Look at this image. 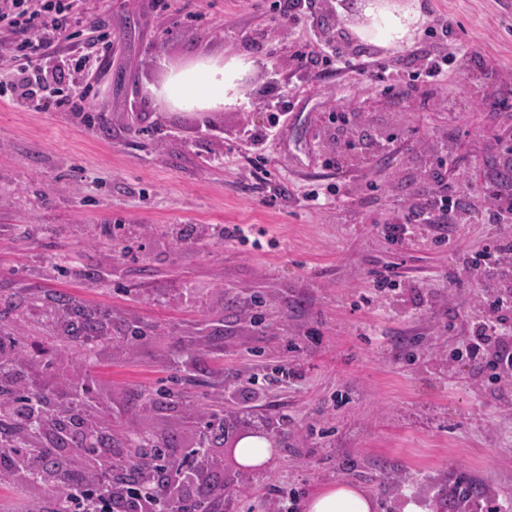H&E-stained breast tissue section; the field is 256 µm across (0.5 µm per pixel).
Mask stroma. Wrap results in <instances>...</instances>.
<instances>
[{
	"label": "stroma",
	"instance_id": "obj_1",
	"mask_svg": "<svg viewBox=\"0 0 512 512\" xmlns=\"http://www.w3.org/2000/svg\"><path fill=\"white\" fill-rule=\"evenodd\" d=\"M274 2L168 0L161 11L152 0H74L112 49L81 75L53 58L47 79L92 84L87 117L0 96V321H16L33 295L61 292L108 310L113 334L153 326L91 362L19 330L24 351L53 357L35 379L55 402L93 380L91 420L144 427L184 448L215 409L274 419L267 464L243 468L215 450L224 512H266L272 489L304 500L340 482L367 489L376 512H401L409 494L429 512H457L444 493L459 481L512 512V383L461 356L494 282L470 277L464 263L501 228L459 224L443 245L423 224L402 245L384 229L410 189L431 188L433 157L456 159L448 181L471 202L498 183L512 113L491 103L500 76L512 74V0H429L409 47L376 46L366 70L323 86L294 71L288 47L350 41L345 19L319 0L287 28ZM437 14L453 24L444 43L425 35ZM421 47L452 55L442 85L404 76L399 92L387 90L378 68L402 67ZM238 54L257 63L241 80L244 99L276 82L292 103L280 138L259 150L241 129H263L266 112L185 110L148 91L164 71ZM333 111L364 113L368 143L429 151L359 158L336 172L325 165ZM313 190L324 205L309 204ZM227 224L249 227L248 240H224ZM390 266L401 286L376 291V273ZM177 354L210 370L208 383L188 403L134 404L139 390H180L168 363ZM48 500L45 486L0 472V512H45Z\"/></svg>",
	"mask_w": 512,
	"mask_h": 512
}]
</instances>
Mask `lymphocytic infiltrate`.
Masks as SVG:
<instances>
[{"mask_svg": "<svg viewBox=\"0 0 512 512\" xmlns=\"http://www.w3.org/2000/svg\"><path fill=\"white\" fill-rule=\"evenodd\" d=\"M86 25V20L73 12L71 0H0V29L14 36L7 87L38 110L86 111L91 86L66 92L50 87L39 74L42 59L63 52L78 68L90 54L103 57L109 54L112 42L105 32L98 33L94 40L73 44L70 51H63L62 41H71L73 29ZM329 119L337 133L329 162L342 171L366 147L360 134L365 116L360 112H333ZM447 167V157H437L433 171L440 186L439 192L414 195L406 213L389 223V238L393 243L401 244L408 240L416 224L430 225L441 242L450 241L454 225L470 223L476 215L485 224H512V197L488 191L477 210L458 206L445 177ZM488 312V317L475 330V336L466 349V357L474 364L512 377V351L505 349L493 354L487 349L491 336L496 335L503 324L512 321L511 278L496 284ZM28 380L29 374L25 365L18 361L16 352L8 348L0 350V415L27 416L39 411L37 401L22 404L14 399L15 391L25 386Z\"/></svg>", "mask_w": 512, "mask_h": 512, "instance_id": "1", "label": "lymphocytic infiltrate"}]
</instances>
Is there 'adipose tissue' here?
Returning a JSON list of instances; mask_svg holds the SVG:
<instances>
[{
  "label": "adipose tissue",
  "instance_id": "ef3b65f1",
  "mask_svg": "<svg viewBox=\"0 0 512 512\" xmlns=\"http://www.w3.org/2000/svg\"><path fill=\"white\" fill-rule=\"evenodd\" d=\"M343 15L360 39L392 47L408 44L420 21L412 0H351ZM253 65L238 56L221 66L203 62L170 74L153 94L178 108H235L243 102L237 80ZM305 512H376V503L360 486L339 483L313 495Z\"/></svg>",
  "mask_w": 512,
  "mask_h": 512
}]
</instances>
